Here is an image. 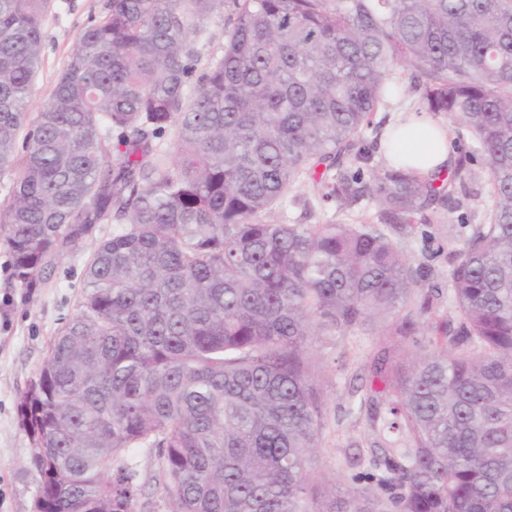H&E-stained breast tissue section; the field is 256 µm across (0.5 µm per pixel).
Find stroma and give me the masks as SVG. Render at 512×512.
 I'll use <instances>...</instances> for the list:
<instances>
[{
	"label": "stroma",
	"mask_w": 512,
	"mask_h": 512,
	"mask_svg": "<svg viewBox=\"0 0 512 512\" xmlns=\"http://www.w3.org/2000/svg\"><path fill=\"white\" fill-rule=\"evenodd\" d=\"M107 5L108 0H53L43 27L42 64L31 112H38L49 97L84 27L100 19ZM393 77L401 90L375 114L376 120L387 125L400 113L423 109L422 91L415 86L410 72L398 69ZM293 193L309 199L312 207L307 211L297 206L289 208L288 220L292 223L323 224L349 218L358 221L376 218L378 212L377 205L367 200L348 212L337 203H321L318 185L307 178ZM487 203L486 169L479 162L472 167L468 194L461 207L429 211L427 220L417 221L412 235L402 240L404 253L417 261L429 258L436 276L447 277L449 250L462 244L469 224L481 223ZM111 234V225H97L93 236L80 241L31 287L13 278L10 257L0 247V512H34L39 474L30 463L31 444L18 422V398L35 379L60 328L80 313L85 266L100 240ZM375 352L371 338H340L331 353L341 357L342 366L330 362L321 369L329 424L323 432L317 468L326 480L340 478L348 439L369 435L358 406L360 394L370 386L369 366Z\"/></svg>",
	"instance_id": "obj_1"
}]
</instances>
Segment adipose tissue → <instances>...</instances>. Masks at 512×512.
I'll list each match as a JSON object with an SVG mask.
<instances>
[{"mask_svg": "<svg viewBox=\"0 0 512 512\" xmlns=\"http://www.w3.org/2000/svg\"><path fill=\"white\" fill-rule=\"evenodd\" d=\"M382 148L422 178L444 173L451 154L447 127L427 114L415 112L406 113L387 130Z\"/></svg>", "mask_w": 512, "mask_h": 512, "instance_id": "adipose-tissue-1", "label": "adipose tissue"}]
</instances>
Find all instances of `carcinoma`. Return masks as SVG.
<instances>
[{"mask_svg": "<svg viewBox=\"0 0 512 512\" xmlns=\"http://www.w3.org/2000/svg\"><path fill=\"white\" fill-rule=\"evenodd\" d=\"M234 3L201 70L224 0H109L32 118L52 0H0L13 277L112 225L19 397L36 512H135L133 448L168 512H512V0ZM397 68L472 141L440 185L370 165ZM479 159L490 204L444 289L399 240ZM303 177L380 222L264 221ZM354 333L377 337L372 438L329 484L318 349ZM233 0H226L224 13L211 18L207 23L209 40L202 50V61L199 69H202L203 63L212 56H220L224 51V42L228 31L232 28L235 18V7Z\"/></svg>", "mask_w": 512, "mask_h": 512, "instance_id": "1", "label": "carcinoma"}]
</instances>
